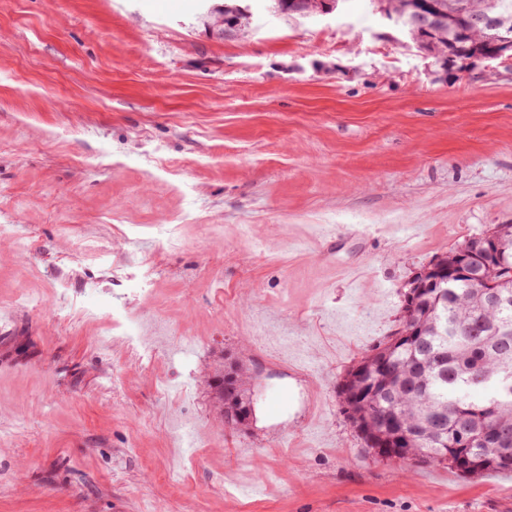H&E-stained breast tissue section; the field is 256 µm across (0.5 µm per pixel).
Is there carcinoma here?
Segmentation results:
<instances>
[{
	"instance_id": "carcinoma-1",
	"label": "carcinoma",
	"mask_w": 512,
	"mask_h": 512,
	"mask_svg": "<svg viewBox=\"0 0 512 512\" xmlns=\"http://www.w3.org/2000/svg\"><path fill=\"white\" fill-rule=\"evenodd\" d=\"M321 0H274L273 8L303 18ZM380 13L399 20L404 36L420 51L439 58L495 54L499 45L490 33L475 31L460 38L458 15L428 32L415 30L419 13H432L440 0H371ZM475 11L512 16V0H462ZM224 26L248 20L240 6L226 4L213 22ZM492 234L498 258L484 260L485 244L477 249L475 273L486 288H474L454 276L461 246L436 260L449 270L448 298L438 301L423 293L409 315L402 316L401 336L374 347L339 382L341 405L353 404V421L375 432L378 446L366 444L398 466L448 464L462 475L512 472V224H498ZM228 388L216 389L226 406L245 407L244 377L233 371ZM408 431L411 438L402 439Z\"/></svg>"
}]
</instances>
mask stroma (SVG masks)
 Segmentation results:
<instances>
[{
	"instance_id": "1",
	"label": "stroma",
	"mask_w": 512,
	"mask_h": 512,
	"mask_svg": "<svg viewBox=\"0 0 512 512\" xmlns=\"http://www.w3.org/2000/svg\"><path fill=\"white\" fill-rule=\"evenodd\" d=\"M239 4L0 0V512H512L511 473L392 466L337 397L421 269L512 224V60ZM235 376L234 381L231 384V387L228 388H217L216 394L218 400L221 402L224 398V403L222 404V417L224 418V423L226 425L232 424V417L234 414L233 410L228 411L225 406H239L242 409L245 407V402L243 401V385H244V377L243 374L238 370H232Z\"/></svg>"
}]
</instances>
